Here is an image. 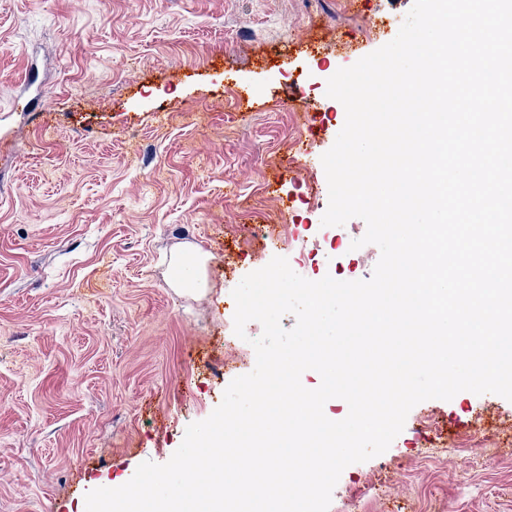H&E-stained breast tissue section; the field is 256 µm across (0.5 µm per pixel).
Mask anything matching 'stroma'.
I'll return each mask as SVG.
<instances>
[{
    "label": "stroma",
    "instance_id": "1",
    "mask_svg": "<svg viewBox=\"0 0 512 512\" xmlns=\"http://www.w3.org/2000/svg\"><path fill=\"white\" fill-rule=\"evenodd\" d=\"M413 0H0V512H86L163 464L251 372L233 289L274 256L364 280L378 246L325 227L345 123L328 79ZM265 225L278 243L253 236ZM206 259L205 291L170 284ZM447 450L420 448L416 428ZM512 401L409 412L328 512H512ZM205 259L197 252H185L177 257L173 264L172 285L181 288L185 285L184 279L190 271L194 272L192 283L196 288L206 287L204 274Z\"/></svg>",
    "mask_w": 512,
    "mask_h": 512
}]
</instances>
